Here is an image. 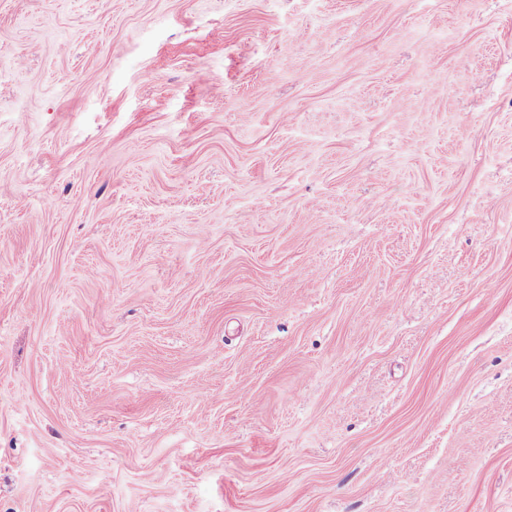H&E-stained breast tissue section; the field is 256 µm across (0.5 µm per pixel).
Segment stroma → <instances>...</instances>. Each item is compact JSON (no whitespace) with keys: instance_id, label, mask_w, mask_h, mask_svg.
I'll list each match as a JSON object with an SVG mask.
<instances>
[{"instance_id":"stroma-1","label":"stroma","mask_w":512,"mask_h":512,"mask_svg":"<svg viewBox=\"0 0 512 512\" xmlns=\"http://www.w3.org/2000/svg\"><path fill=\"white\" fill-rule=\"evenodd\" d=\"M0 512H512V0H0Z\"/></svg>"}]
</instances>
